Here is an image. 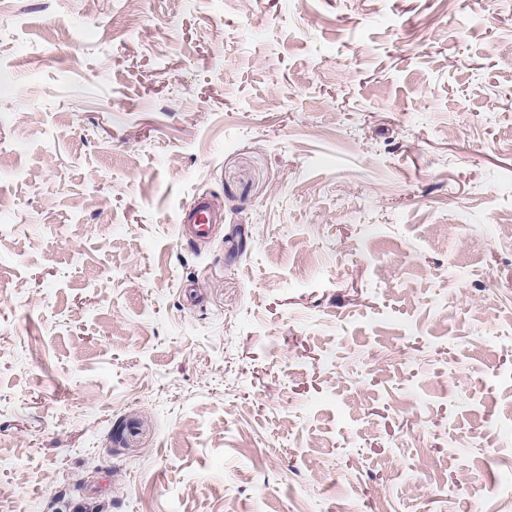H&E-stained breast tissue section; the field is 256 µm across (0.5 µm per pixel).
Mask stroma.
<instances>
[{
	"instance_id": "35a3bbf8",
	"label": "stroma",
	"mask_w": 512,
	"mask_h": 512,
	"mask_svg": "<svg viewBox=\"0 0 512 512\" xmlns=\"http://www.w3.org/2000/svg\"><path fill=\"white\" fill-rule=\"evenodd\" d=\"M383 497L512 498V0H0V512ZM219 221H222L220 216L205 198H198L190 206L182 208L177 218L178 224H191L188 229L196 240L207 239L212 232V224Z\"/></svg>"
}]
</instances>
